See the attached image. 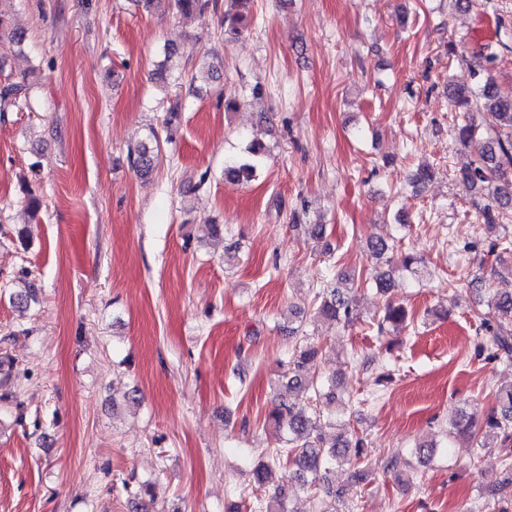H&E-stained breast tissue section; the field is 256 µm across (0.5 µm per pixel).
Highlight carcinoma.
<instances>
[{
    "instance_id": "1",
    "label": "carcinoma",
    "mask_w": 512,
    "mask_h": 512,
    "mask_svg": "<svg viewBox=\"0 0 512 512\" xmlns=\"http://www.w3.org/2000/svg\"><path fill=\"white\" fill-rule=\"evenodd\" d=\"M177 15L188 18L209 8L211 0H140L147 12L162 3ZM251 0H227L222 17L224 34L241 35L248 26ZM8 45H19L24 33L10 27L7 16L0 12V39ZM448 96L458 112L454 127L456 142L464 147L475 143L477 151L458 170L459 180L470 190L487 194L488 202L479 207L481 221L489 228L502 225L512 215V100L502 97L491 75H486L477 88L448 84ZM30 84L27 80L0 84V113L28 103ZM482 114V121L474 119V112ZM267 149L257 139L249 141L244 150L224 158V178L230 182H250L256 179L265 164ZM161 148L158 134L150 130L147 140L127 150L126 160L130 169L140 176L154 170ZM369 249L375 256L387 253L396 257L399 267L417 273L421 263L412 253L403 250L397 241L387 242L380 236L369 240ZM499 266L509 272L512 264L504 256H512V240L507 236L497 238L490 245ZM26 285L20 292L10 294L21 309H28L37 300L39 288L34 281L21 278ZM356 288L372 282L379 293L392 288L391 272H378L370 277L361 275L351 279ZM489 315L477 347L490 359H512V293L493 296L488 303ZM312 319L329 321L344 330L357 321V300L352 288H341L333 281L320 280L313 291ZM389 326L416 329L414 318L402 305L389 304L377 321V331L382 334ZM324 347L314 342L306 331L295 334V344L286 367L281 373L284 386L293 396L283 399L270 413V418L286 432L282 444L270 450L266 460L247 471V486L238 490L248 497L250 512H289L286 502L291 492L301 491L308 496L312 512H339L336 504L342 493L330 486L329 474L338 466L350 465L355 470V483L369 480L371 469L366 461V434L336 430V415L321 412L315 403L322 397H336V383L324 385L311 376V369ZM496 408L487 415L483 424L474 417L458 413L450 421L442 447L450 448V441L467 436L476 448H498L503 451V466L507 472L505 486H512V385L499 389L495 395ZM289 466L293 470L291 487L280 486L269 490L271 472ZM383 471L392 475L400 484H407L411 477L401 470V459L392 455L383 464Z\"/></svg>"
}]
</instances>
